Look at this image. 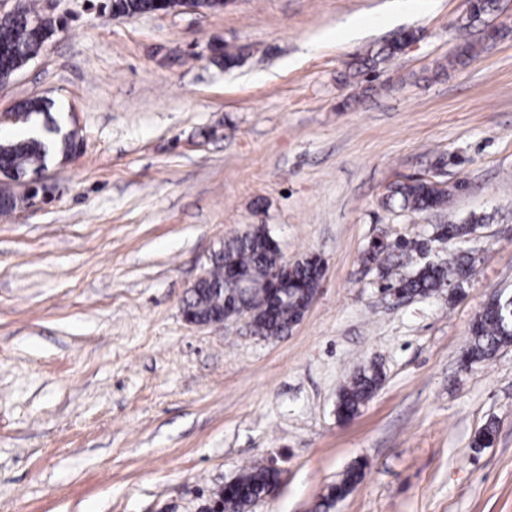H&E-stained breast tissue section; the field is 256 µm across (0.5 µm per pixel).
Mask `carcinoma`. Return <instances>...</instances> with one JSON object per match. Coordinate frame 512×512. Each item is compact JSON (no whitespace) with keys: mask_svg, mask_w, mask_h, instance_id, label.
<instances>
[{"mask_svg":"<svg viewBox=\"0 0 512 512\" xmlns=\"http://www.w3.org/2000/svg\"><path fill=\"white\" fill-rule=\"evenodd\" d=\"M183 6V0H109L107 7L117 17H135L154 14L159 10L173 11ZM36 12L29 6L14 16L0 18V80L8 81L39 54L47 40L57 31V22L46 28L34 27L30 19ZM19 109L30 114V120L39 123V129L27 136L0 141V215L20 209L25 199L18 195L11 182L21 176L35 175L57 159L63 160L84 149V142L62 120L46 111L40 98L27 99ZM462 184L447 185L442 181L409 177L394 184L387 195L388 204L404 210L425 212L443 208ZM476 230L473 224H440L434 240L464 239ZM429 253L426 242L402 240L380 248L373 246L364 255V262L375 264L381 270L395 252ZM280 249L263 225H255L243 235L226 241L213 260L209 278L198 283L186 298L187 314L193 321L203 323L222 319L239 305L254 311L253 332L263 338H276L288 333L292 325L304 316L310 297L320 288L325 274L324 266L312 257L295 262L288 273V280L276 286L272 273L280 267ZM474 259L456 255L448 264L435 261L421 263L415 271L399 279H388L381 273V287L396 290L408 297H428L447 288L455 279L466 277L473 270ZM232 265L240 288L224 278V265ZM512 345V313L504 308L482 314L472 325L464 362L490 359L498 350ZM383 380L381 368L370 364L359 369L339 391L336 414L342 419L355 416L380 388ZM361 469L347 470L343 478L328 487L323 506L330 507L346 497L360 482ZM278 477L265 466L245 469L228 493H213V498H223L224 512H251L253 502L269 493Z\"/></svg>","mask_w":512,"mask_h":512,"instance_id":"1","label":"carcinoma"}]
</instances>
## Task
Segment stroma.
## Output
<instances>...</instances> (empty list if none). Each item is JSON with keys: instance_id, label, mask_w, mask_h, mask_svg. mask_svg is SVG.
<instances>
[{"instance_id": "1", "label": "stroma", "mask_w": 512, "mask_h": 512, "mask_svg": "<svg viewBox=\"0 0 512 512\" xmlns=\"http://www.w3.org/2000/svg\"><path fill=\"white\" fill-rule=\"evenodd\" d=\"M26 2L60 28L0 88V114L43 99L86 146L49 166L50 203L0 215V512H201L272 461L280 488L252 512H317L358 461L330 512H512V346L461 362L489 297L512 291V0L474 23L466 0L135 18ZM404 30L413 45L360 72ZM224 48L239 67L214 63ZM441 155L444 181L466 184L447 208L386 206ZM473 215L468 241L429 254L471 250L455 293L400 303L363 263L375 239L430 240ZM256 224L289 261H325L303 319L269 340L188 324L190 285ZM371 363L381 387L339 420V389ZM362 477L361 469L353 467L347 470L343 478L336 484L328 487V492L324 497L323 506L330 507L336 500L346 497L360 482Z\"/></svg>"}]
</instances>
